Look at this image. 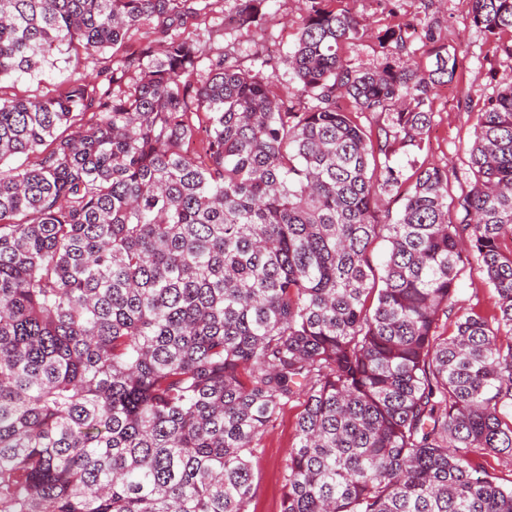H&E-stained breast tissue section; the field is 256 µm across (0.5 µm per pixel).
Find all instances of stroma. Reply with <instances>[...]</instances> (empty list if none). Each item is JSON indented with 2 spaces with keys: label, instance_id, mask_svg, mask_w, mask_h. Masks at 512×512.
<instances>
[{
  "label": "stroma",
  "instance_id": "1",
  "mask_svg": "<svg viewBox=\"0 0 512 512\" xmlns=\"http://www.w3.org/2000/svg\"><path fill=\"white\" fill-rule=\"evenodd\" d=\"M339 5L351 9L362 24V38L348 51L353 63L380 65L384 54L378 35L398 22L422 16L432 22L439 42L463 56L465 70L460 81L440 87L433 97L434 121L419 158L428 164L464 168L479 108L487 98L512 84V61L500 54L497 38L473 24L468 0H339ZM305 18V0H268L266 14L257 27L225 31L224 39L245 54L258 42L278 56L293 49ZM457 299L452 316L441 320L444 330H453L455 317L466 309L473 307L488 316L496 312V294L479 275L462 273ZM301 411L300 401L291 402L263 435L252 458L256 493L249 512H279L284 468Z\"/></svg>",
  "mask_w": 512,
  "mask_h": 512
}]
</instances>
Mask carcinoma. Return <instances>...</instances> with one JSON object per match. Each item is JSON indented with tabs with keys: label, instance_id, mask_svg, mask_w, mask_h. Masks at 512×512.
Instances as JSON below:
<instances>
[{
	"label": "carcinoma",
	"instance_id": "cac0c4a2",
	"mask_svg": "<svg viewBox=\"0 0 512 512\" xmlns=\"http://www.w3.org/2000/svg\"><path fill=\"white\" fill-rule=\"evenodd\" d=\"M201 2L0 0V82L71 69L50 97L0 89V512H248L297 396L280 512H512L470 463L512 455V85L460 176L416 159L433 89L463 74L431 25L356 66L357 18L306 0L290 52L242 56L172 35ZM267 2L238 0L236 27ZM469 2L512 34V0ZM465 270L498 312L448 336ZM410 41V63L421 68L425 67L430 61L429 55L432 44L425 39L424 32L420 26L411 34Z\"/></svg>",
	"mask_w": 512,
	"mask_h": 512
}]
</instances>
